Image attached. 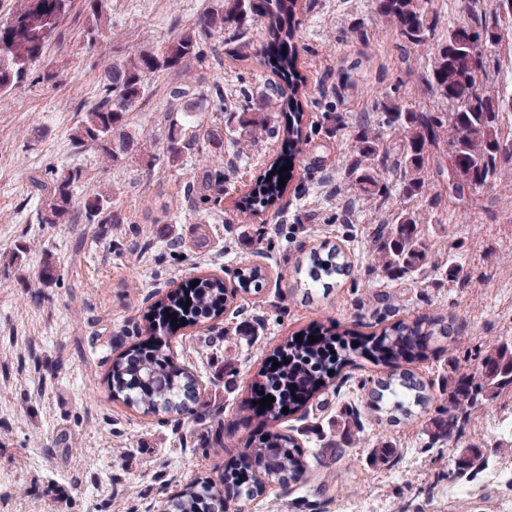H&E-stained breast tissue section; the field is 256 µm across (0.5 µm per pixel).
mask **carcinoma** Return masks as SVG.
Here are the masks:
<instances>
[{"label":"carcinoma","instance_id":"obj_1","mask_svg":"<svg viewBox=\"0 0 512 512\" xmlns=\"http://www.w3.org/2000/svg\"><path fill=\"white\" fill-rule=\"evenodd\" d=\"M429 2L375 0L378 15L395 26L404 43L428 48L432 63L422 80L427 91L450 107L448 112L424 110L387 95L381 102V124L389 131L388 136L375 131L371 117L359 120L346 176L354 193L373 197L381 208L391 195L381 182L384 175L396 177L397 195L402 201H416L428 211L438 208L444 195L468 206L476 201V187L496 184L508 164L504 149H512V129L504 131L501 123L502 113L512 105L505 95L489 87L488 66V57L494 54L512 58V0H491L484 9H470L444 31ZM107 7L108 0H11L7 12L0 15V103L10 99L43 64L47 50L59 38L62 23L71 14L85 16L88 44L96 47L109 29ZM295 15L296 0H224L180 29L163 50H136L112 60L104 70L97 98L83 104V117L71 133L74 147H94L113 163L141 155L144 138L127 130V113L145 104L148 77L167 74L174 80L168 86L171 111L182 113L183 119L170 121L163 158L168 167L180 168L185 156L199 157L195 176L185 184V195L191 197L212 186V168L224 163V129L211 127L201 140L186 126L203 123L208 112L224 111V87L214 84L189 95L181 80L191 63L200 60L208 41L224 34L237 39L261 26L267 33L264 65L280 79L266 85L264 101L276 106L284 124L269 128L264 113L242 112L238 129L229 131V140L235 142L243 134L254 137L265 131L280 140L278 156L255 179L239 210L246 217L269 212L281 221L278 204L287 187H278L279 177H285L288 184L295 169L281 173L279 167L295 164L302 153L304 112L298 97L302 77L297 69L299 21ZM461 38L469 40L473 54L450 50ZM446 160L454 163L453 184L443 195L439 187ZM83 179L79 168L56 172L49 186L32 178L46 189L41 223L68 224L81 211L94 223H123L120 213L112 209L109 192L98 191L77 200L75 188ZM419 220L415 211L398 208L377 225L372 253L376 266L397 280L465 278L463 264L432 260ZM348 268V254L339 244L331 243L296 261L294 285L310 298L319 286L326 292L340 287ZM198 280L196 286L187 284L148 308L144 314L146 335L167 337L175 333L173 318H183L191 327L224 315L232 291L219 278L200 276ZM237 281L241 290L258 294L265 278L260 268L246 267L238 272ZM449 332V327L437 321L419 318L395 321L370 335L351 328L340 333L332 324L314 323L301 333V340L290 337L272 353L280 366L272 371L263 369L251 386L250 400L259 398L261 391L275 398L260 412L266 423L264 430L245 439L243 453L253 459V469L247 475L226 469L218 485L210 480L194 481L168 500V512H222L225 499L234 503L236 512H244L246 503L260 495L266 485L284 486L302 479L305 450L294 436L277 430L275 423L286 417L283 408H289L291 415L296 413L333 386L344 368L359 361L382 366L386 372L375 381L362 408L336 420L337 437L346 439L364 413L375 426L386 429L420 421L428 414L434 396L430 385L405 365L427 359L432 337ZM311 336L317 342L308 343ZM354 341L358 346H352ZM481 376L475 394L471 378L457 374L455 366L450 368L443 387L448 408L442 410V416L429 420L431 440L449 439L459 415L469 416L483 403L497 401L507 390L512 392V342L497 343L487 352ZM106 383L113 398L144 414L190 410L196 415L206 411L196 379L175 361L165 341H143L125 351L112 362ZM483 468L479 448L466 450L460 469L473 472Z\"/></svg>","mask_w":512,"mask_h":512}]
</instances>
